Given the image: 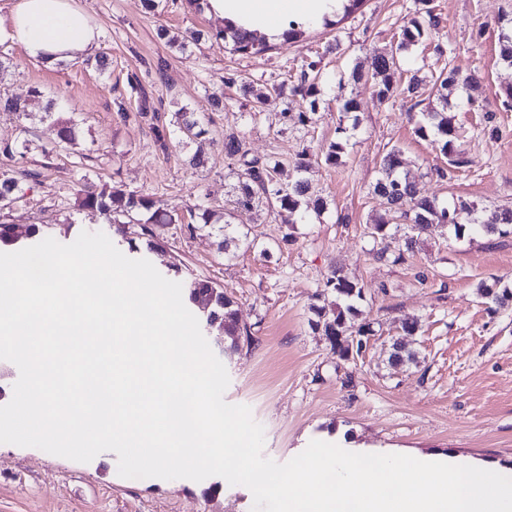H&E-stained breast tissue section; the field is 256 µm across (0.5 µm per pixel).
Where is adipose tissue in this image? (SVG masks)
<instances>
[{
	"label": "adipose tissue",
	"instance_id": "obj_1",
	"mask_svg": "<svg viewBox=\"0 0 512 512\" xmlns=\"http://www.w3.org/2000/svg\"><path fill=\"white\" fill-rule=\"evenodd\" d=\"M342 0H205L203 8L216 24L231 23L238 29L281 40L289 21L307 26L335 17ZM102 29L73 0H16L0 13V43H16L26 55L53 66L94 53Z\"/></svg>",
	"mask_w": 512,
	"mask_h": 512
}]
</instances>
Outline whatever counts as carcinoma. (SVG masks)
I'll return each mask as SVG.
<instances>
[{
	"label": "carcinoma",
	"mask_w": 512,
	"mask_h": 512,
	"mask_svg": "<svg viewBox=\"0 0 512 512\" xmlns=\"http://www.w3.org/2000/svg\"><path fill=\"white\" fill-rule=\"evenodd\" d=\"M424 36L423 25L412 19L404 25L398 35V48L402 49L419 42ZM220 43L226 39L232 40V51L241 55H258L265 52L268 45L263 40L247 34L228 24L224 29L205 36L198 31H191L188 42L199 44L202 38ZM186 42V43H188ZM181 43V46H186ZM400 68L395 55L381 56L375 63L372 74L377 94L388 99L396 90L395 75ZM457 82V72L450 64H445L433 83L436 92L443 102H448V96L443 91ZM130 89L141 95L138 114L142 118L156 119V108L153 107L143 91L140 81L133 76L128 79ZM318 91L316 78L303 70L290 84V92H285V84L273 86L266 91L254 89L253 85H243V93L250 105V116L255 119L265 111L273 100L280 99L288 102V97L309 101V111L293 112L284 108L283 119L290 120L295 125L309 126L316 121L315 101L312 97ZM180 131L189 139L198 138L208 133L203 121L195 116L188 108L178 110ZM416 132L423 138H430L439 145L440 150L448 156V169L437 170L438 176L445 178L462 167L470 164V160L455 154L454 145L459 138V130L446 112H424L419 120ZM346 144L341 141L331 143L322 151L320 159L327 165L337 166L341 163ZM224 154L234 161L237 167V181L232 186L233 204L243 209L265 206L279 213L285 211L293 217L304 207L316 214L324 207L323 200L309 196L310 185L300 177L287 187L278 185L275 175L282 162L274 158L260 159L249 156L243 140L235 135L224 139ZM380 177L373 185V192L383 198L388 208V216L381 217L366 224V234L383 242V247L376 252L379 261L399 263L406 260V255L413 252L423 234L435 224L450 225L458 234L465 225H477L489 234L507 235L512 233V210L497 209L482 216L475 213L471 204L460 200L453 206H441L434 199L420 197L416 194L414 182L404 172V162L401 151L393 148L383 156L380 165ZM79 207L98 211L104 216L106 223L116 225V231L122 232L123 219L143 225V231L150 232L148 225L156 223L177 224L179 219L169 215L161 208L159 201L152 197L137 195L124 190L120 186H98L85 179L78 190ZM200 219L205 224H224V251H229L236 238L227 233L231 222L226 220V212H219L208 207L202 209ZM188 298L192 303L202 302L203 320L210 333L216 337L230 336V349L239 348L238 337L241 329L238 324L235 301L219 288L198 279L186 283ZM324 291L336 296L339 303L328 309L316 306L313 313L316 319L312 326L323 332L330 341L336 354L342 360L350 359V346L346 343L348 336H370L372 329L368 324L355 325L361 310L358 307L364 300V288L359 283L348 278L340 269H336L326 278ZM415 353L408 348L406 342H394L388 351V361L391 364L412 362Z\"/></svg>",
	"instance_id": "1"
}]
</instances>
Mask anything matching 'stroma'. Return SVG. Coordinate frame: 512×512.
I'll return each instance as SVG.
<instances>
[{
	"label": "stroma",
	"mask_w": 512,
	"mask_h": 512,
	"mask_svg": "<svg viewBox=\"0 0 512 512\" xmlns=\"http://www.w3.org/2000/svg\"><path fill=\"white\" fill-rule=\"evenodd\" d=\"M101 25V51L109 67L100 72L81 61L48 69L17 44L0 46L10 64L0 90L27 101L28 116L0 111V174L19 180V191L0 215L21 235L38 227L41 238L74 242L84 231L110 235L127 251L139 247L167 279H204L236 301L240 327L251 345L225 355L213 346L230 378L224 399L249 406L265 431L264 454L285 463L310 441L335 442L344 435L355 446L394 454H453L494 470L512 469V302L488 311L480 284L512 289V234H487L466 226L462 235L422 236L407 262L380 263L378 242L364 232L383 214L384 201L372 186L382 156L399 148L419 195L441 204L464 200L477 209L512 208V108L501 92L512 87V66L500 57L502 28L512 24V0H432L441 18L429 40L401 50L400 26L417 17L418 0H364L338 23L308 29L295 46L262 55H239L223 45L201 43L184 53L170 44L187 30L214 23L189 0H163L159 12L144 0H75ZM165 27L168 38L157 35ZM338 49L326 53L329 41ZM450 50L440 60L435 45ZM396 53L402 70L434 82L444 63L460 74H476L481 91L475 104L454 87L447 103L437 95L412 105L402 95L382 100L371 82L354 81L353 70L372 73L377 56ZM321 73L318 122L286 127L282 103L250 119L239 87L279 83L299 75L310 62ZM139 76L171 136L160 149L147 121L136 114L137 96L128 86ZM224 100L212 109L211 97ZM351 99L356 118L340 107ZM200 115L207 135L182 144L175 112ZM446 109L462 129L455 148L469 167L439 178L448 158L416 132L415 115ZM77 131L74 145L55 152L60 121ZM243 137L250 155L275 156L283 165L280 184L295 178L293 162L302 150L319 153L331 142L348 141L342 165L313 164L308 178L326 209L304 224L288 226L261 207L235 211L237 247L224 250L220 224H155L150 235L130 224L125 236L95 211L78 208L81 177L117 182L127 190L163 200L185 215L202 192L214 205L229 206L236 181L224 155V136ZM199 153L204 164L186 165ZM157 242L149 250L148 242ZM340 268L365 288L360 322L374 333L365 351L341 360L310 321L313 304L326 306L324 282ZM417 320L411 340L416 360L392 365L387 349L403 340L404 326ZM253 495L242 485L212 476L203 481L128 479L117 472V455L103 452L80 463L34 447L0 444V512H252Z\"/></svg>",
	"instance_id": "1"
}]
</instances>
